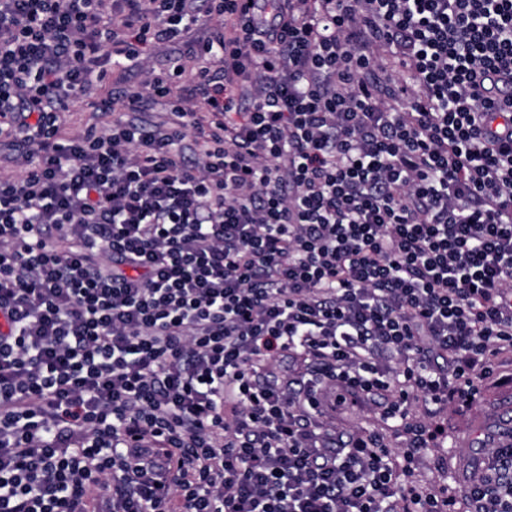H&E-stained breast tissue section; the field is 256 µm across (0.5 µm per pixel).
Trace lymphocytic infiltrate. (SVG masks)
Masks as SVG:
<instances>
[{
    "instance_id": "lymphocytic-infiltrate-1",
    "label": "lymphocytic infiltrate",
    "mask_w": 512,
    "mask_h": 512,
    "mask_svg": "<svg viewBox=\"0 0 512 512\" xmlns=\"http://www.w3.org/2000/svg\"><path fill=\"white\" fill-rule=\"evenodd\" d=\"M2 142L0 512H441L411 408L512 353V0H0ZM485 466L467 512H512ZM186 49V43L161 45L150 52L149 67L158 73L167 67L168 59L184 55ZM70 113L71 116L68 117V120H70L68 132L71 134L82 133L87 126L98 122L97 116H101V114L89 112L85 103H78L74 107V112ZM336 422L340 427L350 431L372 428L373 425H377L375 415L367 409L359 407L338 411Z\"/></svg>"
}]
</instances>
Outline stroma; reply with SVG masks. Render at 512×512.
Listing matches in <instances>:
<instances>
[{
    "instance_id": "obj_1",
    "label": "stroma",
    "mask_w": 512,
    "mask_h": 512,
    "mask_svg": "<svg viewBox=\"0 0 512 512\" xmlns=\"http://www.w3.org/2000/svg\"><path fill=\"white\" fill-rule=\"evenodd\" d=\"M512 416V365L504 364L485 380L478 400L468 408H447L429 414L413 404L414 421L432 434L428 447L413 460L409 483L421 493L439 498L443 512H463L462 493L478 474L488 451L480 441L489 430Z\"/></svg>"
}]
</instances>
